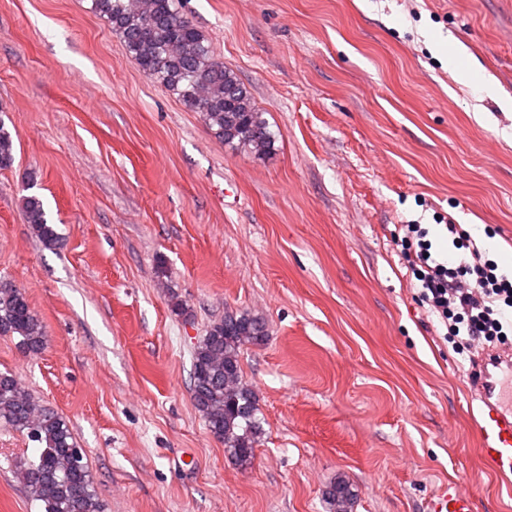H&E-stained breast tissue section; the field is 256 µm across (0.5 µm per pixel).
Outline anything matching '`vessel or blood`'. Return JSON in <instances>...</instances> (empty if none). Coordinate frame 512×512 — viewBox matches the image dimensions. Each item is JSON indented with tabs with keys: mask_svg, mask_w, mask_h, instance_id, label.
I'll return each instance as SVG.
<instances>
[{
	"mask_svg": "<svg viewBox=\"0 0 512 512\" xmlns=\"http://www.w3.org/2000/svg\"><path fill=\"white\" fill-rule=\"evenodd\" d=\"M476 389L471 398L477 412L471 417L478 450L486 468L506 478L512 476V400L500 381L501 374H512V348L488 349L476 362ZM429 512H473L472 493L449 484L447 492L432 501Z\"/></svg>",
	"mask_w": 512,
	"mask_h": 512,
	"instance_id": "vessel-or-blood-1",
	"label": "vessel or blood"
}]
</instances>
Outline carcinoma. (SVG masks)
Instances as JSON below:
<instances>
[{
    "label": "carcinoma",
    "mask_w": 512,
    "mask_h": 512,
    "mask_svg": "<svg viewBox=\"0 0 512 512\" xmlns=\"http://www.w3.org/2000/svg\"><path fill=\"white\" fill-rule=\"evenodd\" d=\"M91 10L105 19L146 76L199 113L215 138L255 154L273 148V134L248 90L213 54L210 40L183 13L179 0H91ZM13 162V137L0 120V169ZM23 212L38 239L46 245L56 242L58 234L38 196L23 199ZM0 335L16 337L27 355L41 353L46 344L44 324L25 291L2 279ZM266 336L263 318L248 310L226 311L208 325L191 352L194 407L241 467L252 463L263 434L256 393L243 379L241 355L248 346L262 345ZM0 427L24 432L37 444L36 456L19 462L15 475L40 512H104L86 462H75L78 445L69 421L1 371ZM355 498L342 479L327 492L332 512H352Z\"/></svg>",
    "instance_id": "cac0c4a2"
}]
</instances>
